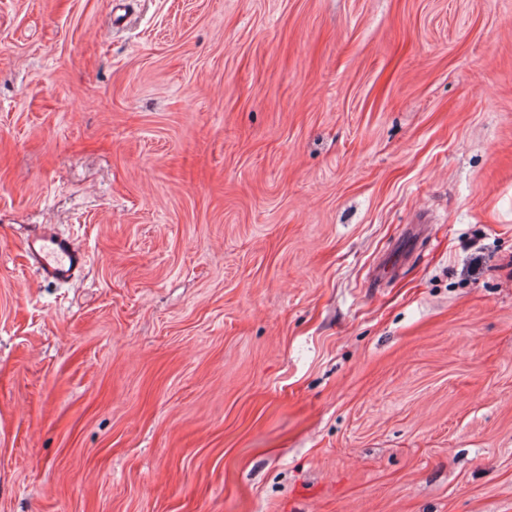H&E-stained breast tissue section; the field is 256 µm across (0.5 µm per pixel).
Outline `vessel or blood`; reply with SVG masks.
Masks as SVG:
<instances>
[{
  "label": "vessel or blood",
  "instance_id": "b4317fda",
  "mask_svg": "<svg viewBox=\"0 0 512 512\" xmlns=\"http://www.w3.org/2000/svg\"><path fill=\"white\" fill-rule=\"evenodd\" d=\"M25 258L43 280L63 284L76 279L88 263L85 249L73 238L40 227L22 244Z\"/></svg>",
  "mask_w": 512,
  "mask_h": 512
}]
</instances>
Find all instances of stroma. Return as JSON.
<instances>
[{"label": "stroma", "instance_id": "35a3bbf8", "mask_svg": "<svg viewBox=\"0 0 512 512\" xmlns=\"http://www.w3.org/2000/svg\"><path fill=\"white\" fill-rule=\"evenodd\" d=\"M112 2L0 0V512H512V0ZM27 263L43 280L63 284L76 279L88 263L85 249L70 236L38 227L23 241Z\"/></svg>", "mask_w": 512, "mask_h": 512}]
</instances>
